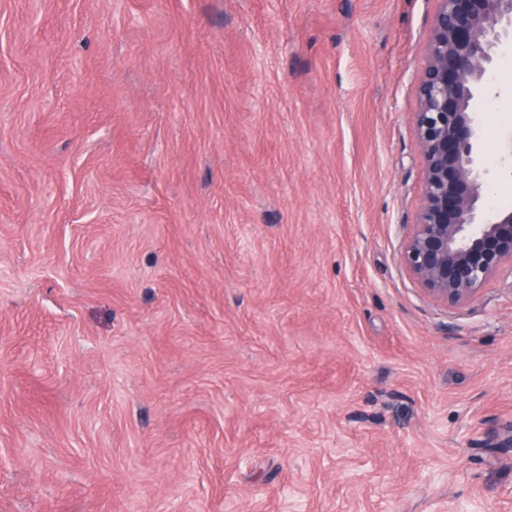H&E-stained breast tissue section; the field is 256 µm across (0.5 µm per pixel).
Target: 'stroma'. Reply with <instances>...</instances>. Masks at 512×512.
I'll list each match as a JSON object with an SVG mask.
<instances>
[{
    "mask_svg": "<svg viewBox=\"0 0 512 512\" xmlns=\"http://www.w3.org/2000/svg\"><path fill=\"white\" fill-rule=\"evenodd\" d=\"M435 8L0 0V512H512V273L401 260Z\"/></svg>",
    "mask_w": 512,
    "mask_h": 512,
    "instance_id": "1",
    "label": "stroma"
}]
</instances>
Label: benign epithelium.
<instances>
[{"label":"benign epithelium","mask_w":512,"mask_h":512,"mask_svg":"<svg viewBox=\"0 0 512 512\" xmlns=\"http://www.w3.org/2000/svg\"><path fill=\"white\" fill-rule=\"evenodd\" d=\"M413 126L424 188L402 261L423 289L466 303L512 264V209L483 200L478 102L512 43V0H436Z\"/></svg>","instance_id":"7a95c632"}]
</instances>
